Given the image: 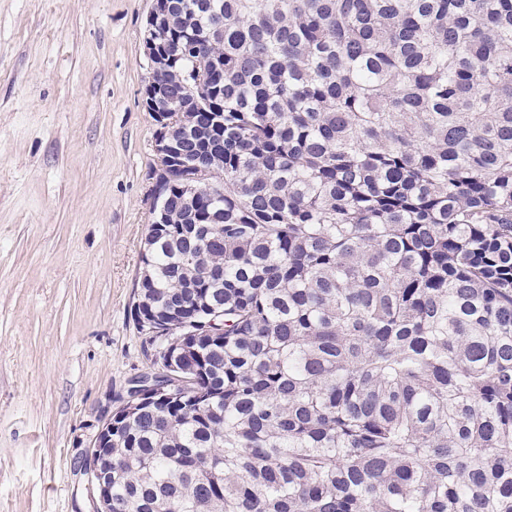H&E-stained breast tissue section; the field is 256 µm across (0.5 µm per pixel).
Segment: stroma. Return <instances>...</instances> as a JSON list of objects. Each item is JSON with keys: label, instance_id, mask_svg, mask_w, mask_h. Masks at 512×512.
Segmentation results:
<instances>
[{"label": "stroma", "instance_id": "35a3bbf8", "mask_svg": "<svg viewBox=\"0 0 512 512\" xmlns=\"http://www.w3.org/2000/svg\"><path fill=\"white\" fill-rule=\"evenodd\" d=\"M152 0H0V512H96L87 450L159 346L132 310Z\"/></svg>", "mask_w": 512, "mask_h": 512}]
</instances>
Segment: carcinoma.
<instances>
[{
  "label": "carcinoma",
  "instance_id": "cac0c4a2",
  "mask_svg": "<svg viewBox=\"0 0 512 512\" xmlns=\"http://www.w3.org/2000/svg\"><path fill=\"white\" fill-rule=\"evenodd\" d=\"M194 112L112 415V512H512V0H169ZM224 312L212 309L206 321H192L185 327V331L180 336H213L214 330L221 327L217 322L223 317Z\"/></svg>",
  "mask_w": 512,
  "mask_h": 512
}]
</instances>
